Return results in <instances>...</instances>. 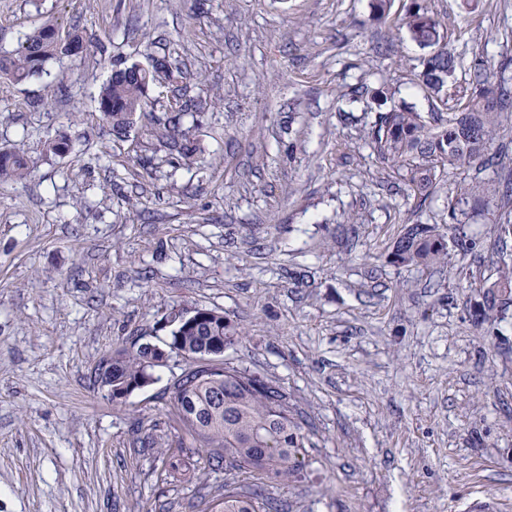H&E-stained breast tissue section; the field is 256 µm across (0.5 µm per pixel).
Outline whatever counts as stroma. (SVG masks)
Listing matches in <instances>:
<instances>
[{
    "label": "stroma",
    "instance_id": "1",
    "mask_svg": "<svg viewBox=\"0 0 512 512\" xmlns=\"http://www.w3.org/2000/svg\"><path fill=\"white\" fill-rule=\"evenodd\" d=\"M420 3L457 84L479 63L512 90V0ZM409 4L377 19L372 0H0V54L48 20L88 47L0 78V150L31 167L0 182V512H210L225 481H251L202 448L172 480L140 448L184 437L172 388L188 359L123 400L94 381L196 307L240 330L224 362L280 384L305 421L301 480L269 487L281 512H512V303L474 320L480 283L512 261L504 203L475 212L443 176L418 205L365 140L379 111L442 108L417 84ZM164 54L183 79L113 135L101 87ZM185 104L188 161L168 140ZM61 134L69 152L46 151ZM452 200L474 249L392 264L407 226L447 231Z\"/></svg>",
    "mask_w": 512,
    "mask_h": 512
}]
</instances>
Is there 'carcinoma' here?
<instances>
[{"mask_svg":"<svg viewBox=\"0 0 512 512\" xmlns=\"http://www.w3.org/2000/svg\"><path fill=\"white\" fill-rule=\"evenodd\" d=\"M410 38L429 50L419 74L429 96L442 99L452 82L456 61L448 50L440 23L419 3L412 0L405 16ZM56 25L47 22L25 35L17 51L0 55V77L14 81L43 71L45 64L62 48L52 39ZM180 73L171 57L164 56L144 69L134 64L112 73L101 88L98 100H107L111 109L102 113L112 131L123 135L146 105L149 86L171 82ZM474 87L456 91V104L450 112L424 116L412 106L402 105L378 113L367 130L370 146L378 157L403 169L407 190L423 205L436 191L440 174L455 176L475 161L487 160L488 151L499 131L512 116V98L489 85L485 69L474 68ZM184 112L180 108L172 120L173 132L182 138L181 154L190 158L195 148L181 129ZM29 174L28 160L20 150L0 151V178L22 180ZM465 195L489 203L508 198L494 180L471 182ZM467 249L471 243L454 232H439L432 224H413L398 238L390 260L398 266L434 265L448 259V246ZM483 303L476 310L477 323L494 318L498 308L512 301V265L503 263L496 280L483 283ZM177 353L194 355L219 342L226 347L240 336L228 319L204 317L191 324L178 320L170 328ZM151 348L133 344L112 356V377L116 383L139 382L152 376ZM173 403L179 419L200 448L207 449L209 462L220 467L232 459L239 466L261 475L250 485L224 483V494L212 512H278V499L268 483L287 485L299 478L294 459L304 447L300 424L293 417L288 394L259 374L228 364L222 367L190 365L173 384ZM193 466L185 448L169 450L164 472L175 478Z\"/></svg>","mask_w":512,"mask_h":512,"instance_id":"cac0c4a2","label":"carcinoma"}]
</instances>
